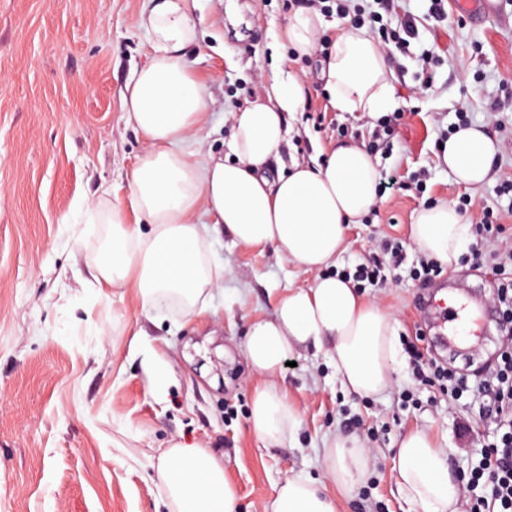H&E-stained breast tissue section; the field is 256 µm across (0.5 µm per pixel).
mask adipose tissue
<instances>
[{
    "label": "adipose tissue",
    "instance_id": "ef3b65f1",
    "mask_svg": "<svg viewBox=\"0 0 512 512\" xmlns=\"http://www.w3.org/2000/svg\"><path fill=\"white\" fill-rule=\"evenodd\" d=\"M198 0H148L143 23L151 56L127 82L121 99L127 121L144 139L132 171L130 204L104 194L87 203L90 222L112 227L107 257L87 266L86 286L102 296L132 290L142 309L174 302L187 312L208 308L224 285V268L209 256L221 233L233 244L272 247L289 263L313 274L312 283L289 289L272 314L255 317L243 342L256 374L250 424L259 440L293 442L302 414L280 385L288 356L324 354L342 389L368 397L388 389L397 360L396 322L365 298L351 279L327 273L343 251L349 225L375 209L380 174L364 146L343 143L322 162L293 163L273 173L289 128L285 117L300 111L305 86L280 64L263 91L232 112L226 156L186 150L201 142L206 123L205 86L187 57L197 38ZM318 8L296 10L282 39L296 58L314 54L325 35ZM319 73L338 112L386 114L398 101L383 49L364 29L338 28ZM499 152L482 127L457 128L437 155L456 181L483 184ZM413 245L448 268H456L472 240L456 203L419 210L410 227ZM325 479L304 474L284 479L264 512H338V495L364 485L371 454L358 438L335 436L324 450ZM392 469L401 498L417 512H459L461 485L448 456L422 430L406 434L395 448ZM156 476L165 488L161 507L176 512H238V495L224 475V461L204 448L173 443L160 449Z\"/></svg>",
    "mask_w": 512,
    "mask_h": 512
}]
</instances>
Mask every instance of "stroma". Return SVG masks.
Instances as JSON below:
<instances>
[{
  "label": "stroma",
  "mask_w": 512,
  "mask_h": 512,
  "mask_svg": "<svg viewBox=\"0 0 512 512\" xmlns=\"http://www.w3.org/2000/svg\"><path fill=\"white\" fill-rule=\"evenodd\" d=\"M311 0H200L207 20L190 50L211 99L202 151L223 154L230 114L243 106L286 48L276 45L295 10ZM146 0H0V512H155L164 495L150 458L177 440L224 459V474L243 512H262L286 477L324 475V450L337 433L356 434L371 450L365 485L339 512H410L392 475L393 450L410 430L428 431L467 482L487 445L503 430L485 412L482 383L498 364L505 328L463 352L437 353L420 317L422 290L409 270L418 252L409 229L424 207L465 196L473 236L459 270L441 281L493 304L505 276L499 257L512 252V198L498 194L512 177V23L476 26L453 7L429 16L430 0H394L385 22L413 17L409 50L387 53L401 124L374 160L401 187L352 225L337 269L378 263L387 277L366 288L397 322L400 365L389 389L358 398L344 393L324 355L296 356L283 369L288 399L302 413L292 445L264 446L249 424L255 377L242 341L250 320L271 314L276 298L313 276L277 258L273 248L214 244L224 287L209 313L160 305L142 311L131 293L103 297L80 284L73 254L100 255L111 233L77 211L111 188L130 198V176L143 140L127 124L120 91L147 63L151 45L140 24ZM433 52V84L420 91L421 49ZM306 88L307 109L287 115L282 161L322 158L335 143L370 134L377 117L331 108L316 59L291 62ZM485 127L501 151L480 187L456 183L436 152L459 109ZM497 231L487 236L483 207ZM402 245L394 262L385 241ZM171 363L163 393L148 388L145 352ZM468 381L448 399L411 375L412 352Z\"/></svg>",
  "instance_id": "35a3bbf8"
}]
</instances>
